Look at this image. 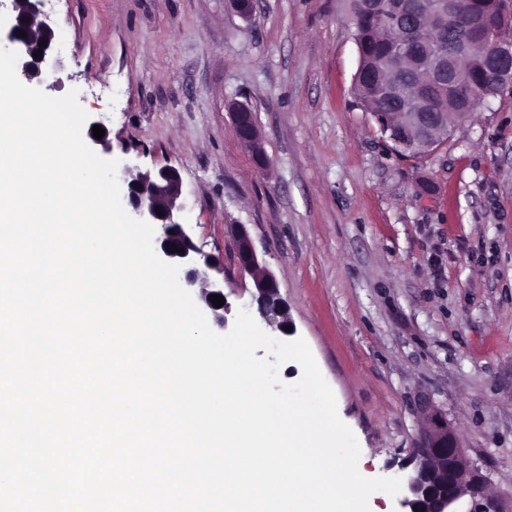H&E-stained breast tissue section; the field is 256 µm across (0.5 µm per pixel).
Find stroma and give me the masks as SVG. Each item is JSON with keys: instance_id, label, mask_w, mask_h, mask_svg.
Wrapping results in <instances>:
<instances>
[{"instance_id": "obj_1", "label": "stroma", "mask_w": 512, "mask_h": 512, "mask_svg": "<svg viewBox=\"0 0 512 512\" xmlns=\"http://www.w3.org/2000/svg\"><path fill=\"white\" fill-rule=\"evenodd\" d=\"M63 69L107 134L95 151L178 169L182 223L224 268V298L260 310L232 227L246 225L360 448L367 478L406 479L430 396L492 494L512 497V94L430 154L392 150L352 95L343 0H51ZM248 103L259 171L231 102Z\"/></svg>"}]
</instances>
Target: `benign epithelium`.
Wrapping results in <instances>:
<instances>
[{
	"label": "benign epithelium",
	"mask_w": 512,
	"mask_h": 512,
	"mask_svg": "<svg viewBox=\"0 0 512 512\" xmlns=\"http://www.w3.org/2000/svg\"><path fill=\"white\" fill-rule=\"evenodd\" d=\"M10 2L11 24L0 35V47L18 53L17 72L31 81L60 66L56 33L39 19L42 0ZM402 10L401 0H387L384 6L386 16L393 20L392 28L398 32L395 53L388 65L391 78L387 86L395 97L412 100L413 106L388 114L384 120L388 125L398 120L407 132V145L424 149L448 127V113L441 109L443 100L455 106L453 116L460 122L467 118V101L484 91L482 84L473 80V69L492 74L502 90L512 88V33L499 27L491 43L470 37L446 49L412 57L406 51L407 43L419 38L430 25L453 29L460 5L458 0H428L427 10L417 13L408 26L399 22ZM18 29L24 30L27 37L16 36ZM42 40L46 46L41 48ZM39 48L43 51L40 57L36 56ZM232 116L238 138L252 145L257 167L266 169L269 159L260 146L254 113L236 103ZM117 179L127 185L130 215L157 227L161 258L180 265L184 287L197 294L201 306L209 311L212 325L224 329L227 305L217 307L211 302V296L224 295L220 264L196 245L188 225L178 219L183 208L179 171L174 167L142 171L126 164L117 169ZM235 239L239 263L254 280L262 315L270 324L284 329L290 325L287 307L279 297L275 277L261 266L246 225H235ZM169 243L182 252L167 247ZM418 413L422 426L411 450L413 470L402 501L406 512H512L500 498L488 493V476L469 459L463 439L448 415L426 398L419 401Z\"/></svg>",
	"instance_id": "obj_1"
}]
</instances>
